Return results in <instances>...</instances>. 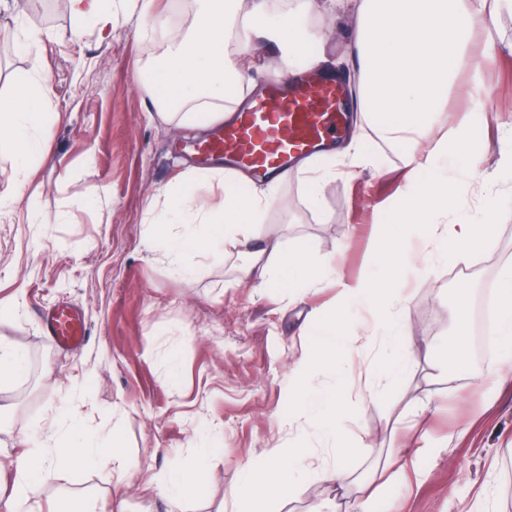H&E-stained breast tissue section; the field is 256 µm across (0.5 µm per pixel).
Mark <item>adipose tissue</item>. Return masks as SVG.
<instances>
[{
    "mask_svg": "<svg viewBox=\"0 0 512 512\" xmlns=\"http://www.w3.org/2000/svg\"><path fill=\"white\" fill-rule=\"evenodd\" d=\"M357 19L356 34L350 44V60L359 76L360 119L386 139L404 146L412 187L402 194L392 218L396 232L393 248L372 253L370 262L383 266L390 276H398L403 245L418 236L431 239L438 255L454 253L457 261L472 256L477 225L457 221L439 223L455 197V181L435 158L452 154L465 161L471 177L482 174L484 153L474 152L472 128L486 115L473 113L468 126L458 129L454 140H440L433 153L418 151L421 137L448 109V95L461 66L477 65L471 52L476 29L503 9L512 10V0H348ZM234 0H196V22L187 30L170 29L168 47L152 68L156 90L155 105L170 110L177 126L207 130L223 122L240 103L244 89L254 87V77L244 70L240 57L256 51L250 35L262 33L290 57L308 52L304 20L314 8V0H292L287 11L271 14L268 0H253L246 18H239ZM48 78L40 70L31 73L13 95L0 102V147L12 154L20 181L0 193V207L12 205L24 196V189L36 174L42 155L39 133L50 120ZM352 144L309 157L299 169L307 177L309 203L318 206V185L335 177L336 161L348 157ZM183 188L167 194L160 224L168 235L157 250L167 258L176 278L190 280L198 260L222 246L225 237L240 225H249L241 246L248 258L241 273L256 288L314 286L326 275L336 274L335 266L313 267L304 250L283 247L279 238L261 233L267 210L276 200L274 187L241 195L235 180L224 169H194L187 172ZM343 295L336 306L321 318L317 334L302 357L298 373L288 391V422L307 419L320 428L343 420L347 404L334 393L316 391L323 361L336 353L339 343L349 340L352 331L346 316L347 300L370 297L380 303L383 290L378 281L363 277L342 285ZM494 307L499 317L498 337L502 361L512 365V271L500 279ZM368 341H381L395 349L396 357L386 370L393 377L409 370L417 342L399 323L373 324L361 331ZM24 450L10 462L13 481L8 498L0 499V512H43L36 500L45 479L36 470L40 460L72 471L86 470L103 459H112L117 481L129 482L138 466L121 453L118 433L85 434L81 418L71 412L59 416L47 434L23 435ZM344 446H336L332 462L315 461L314 449L297 444L291 448L265 449L260 461L243 471L238 495L262 503L264 512H278L280 494L294 492L311 476L343 491L356 486L349 512H373L375 493L369 483L355 480L345 465ZM200 473L169 470L150 477L140 489L149 500L170 501L187 497L198 485Z\"/></svg>",
    "mask_w": 512,
    "mask_h": 512,
    "instance_id": "obj_1",
    "label": "adipose tissue"
}]
</instances>
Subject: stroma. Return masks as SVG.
Masks as SVG:
<instances>
[{"label": "stroma", "instance_id": "obj_1", "mask_svg": "<svg viewBox=\"0 0 512 512\" xmlns=\"http://www.w3.org/2000/svg\"><path fill=\"white\" fill-rule=\"evenodd\" d=\"M354 25L345 12H313L306 20L312 49L345 57ZM27 31L40 41L24 51L19 43ZM151 34L140 0H112V30L103 41L96 30L77 27L67 9L36 17L18 0H0V98L10 97L38 63L52 87L51 109L61 115L42 129L45 157L32 184L37 208L51 223L34 220L23 202L0 209V305H18L15 318L0 322V336L27 355L25 371L0 388V459L19 449L20 430L44 432L68 407L89 431L119 426L123 454L155 472L193 467L198 448L215 436L212 481L173 509L143 500L137 486L116 489L108 459L79 473L52 469L42 496L102 503L119 494L128 512H246L236 497L241 474L265 449L294 446L297 429L278 412L288 405L289 378L308 345L303 329L335 304L339 290L326 280L303 298L284 288L256 294L239 276L245 258L233 238L188 283L145 249L170 182L189 168L225 165L188 152L198 135L159 116L149 83L163 49ZM511 42L512 14L505 12L491 39V61L459 71L446 114L419 143L430 151L483 99L487 122L479 134L490 150L483 178L471 180L463 161H448L459 186L449 220L483 223L491 204L503 213L492 236L473 249L478 266L459 269L454 257L432 254L427 239L412 242L399 282L412 297L379 312L415 337L420 350L411 371L384 379L391 355L370 342L356 359L337 351L335 372L319 380V390L337 391L355 405L352 419L336 427L355 475H372L390 454L408 456L405 476L381 490L376 512H470L484 486L494 494L495 512H512V370L505 385L494 386L500 349L478 357L470 336L457 334L468 317L459 297L492 302L502 271L512 266V179L497 165L499 144L512 134ZM356 134L369 163L326 181L315 210L304 174L291 171L278 183L263 229L287 249L302 248L314 265L333 260L344 277L381 280L384 271L368 256L385 239L384 222L399 203L404 150L372 127ZM61 305L78 309L86 329L83 342L68 349L53 345L41 322ZM347 372L355 387L342 385ZM370 384L381 395L360 404L358 389ZM349 506L316 477L279 501L280 512Z\"/></svg>", "mask_w": 512, "mask_h": 512}]
</instances>
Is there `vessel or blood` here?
I'll use <instances>...</instances> for the list:
<instances>
[{"label": "vessel or blood", "instance_id": "vessel-or-blood-1", "mask_svg": "<svg viewBox=\"0 0 512 512\" xmlns=\"http://www.w3.org/2000/svg\"><path fill=\"white\" fill-rule=\"evenodd\" d=\"M345 120L336 79L308 65L300 75L270 80L263 95L195 150L206 156L226 154L242 167L277 177L296 159L328 147ZM46 327L60 347L79 344L85 335L79 316L66 307L54 310Z\"/></svg>", "mask_w": 512, "mask_h": 512}]
</instances>
